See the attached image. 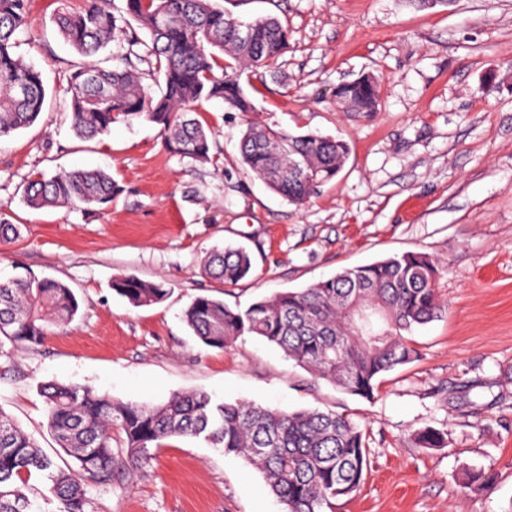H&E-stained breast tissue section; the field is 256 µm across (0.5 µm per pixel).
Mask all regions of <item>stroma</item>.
Listing matches in <instances>:
<instances>
[{"label":"stroma","instance_id":"1","mask_svg":"<svg viewBox=\"0 0 512 512\" xmlns=\"http://www.w3.org/2000/svg\"><path fill=\"white\" fill-rule=\"evenodd\" d=\"M218 2L245 21H287L290 38L272 71L243 74L252 114L204 103L213 135L201 164L169 153L142 119L76 138L65 99L81 58L55 30L56 0H28L15 52L41 72L47 98L33 125L0 138V208L19 228L0 245V280L59 279L79 311L36 348L0 340V410L59 462L39 392L47 381L125 402L203 390L288 412L330 409L360 423L370 458L335 512H512V0ZM363 74L378 83L370 118L334 97ZM251 119L342 136L349 157L305 205L291 204L241 163ZM94 168L123 188L100 213L22 201L34 173ZM227 243L253 258L232 287L202 268L206 251ZM404 252L438 261L443 311L414 332L419 359L387 373L371 400L256 336L205 346L182 318L201 294L244 306ZM119 275L169 294L133 307L112 289ZM427 428L447 432L445 447H413ZM152 454L88 486V512H283L256 469L203 440L167 439ZM480 469L492 485L464 488Z\"/></svg>","mask_w":512,"mask_h":512}]
</instances>
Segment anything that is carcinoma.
<instances>
[{
	"label": "carcinoma",
	"mask_w": 512,
	"mask_h": 512,
	"mask_svg": "<svg viewBox=\"0 0 512 512\" xmlns=\"http://www.w3.org/2000/svg\"><path fill=\"white\" fill-rule=\"evenodd\" d=\"M58 33L84 61L71 73L72 129L80 139L105 134L118 120L143 119L160 127L166 148L203 163L211 132L194 116L204 101L222 99L239 112L255 110L241 84L250 68L272 69L288 49V25L273 16L250 21L251 42L238 44L232 20L217 0H125L117 16L104 0H86L79 11L59 0ZM26 0H0V137L33 124L43 111L41 73L14 52L25 23ZM148 39L119 34L131 23ZM116 45L112 66L95 61ZM146 62L159 81L143 83L136 63ZM336 101L367 116L378 106L375 78L362 75L336 86ZM241 162L268 189L302 205L333 181L348 156L347 141L307 132L295 134L251 121L239 144ZM122 187L96 170L36 174L23 198L31 209L70 205L99 211ZM203 270L226 287L252 270L242 247L214 248ZM439 268L423 252L395 254L346 268L307 288L277 293L245 308L209 295L184 311L202 344L224 349L245 335L258 336L315 376L346 392L372 399L383 376L414 362V330L438 317ZM112 290L134 307L162 302L168 290L134 275L118 276ZM79 309L74 292L51 277L28 274L0 283V335L34 347ZM47 428L67 460L59 464L0 410V512H30L29 481L40 478L58 512H87L86 488L112 482L118 459L112 433L124 434L133 465L151 459L150 448L168 438L202 439L258 470L284 512H325L360 487L369 462L366 433L347 414L333 410L286 412L258 404L215 399L203 390L172 394L159 404H138L99 395L77 384L40 387ZM446 434L426 429L417 448H439Z\"/></svg>",
	"instance_id": "cac0c4a2"
}]
</instances>
